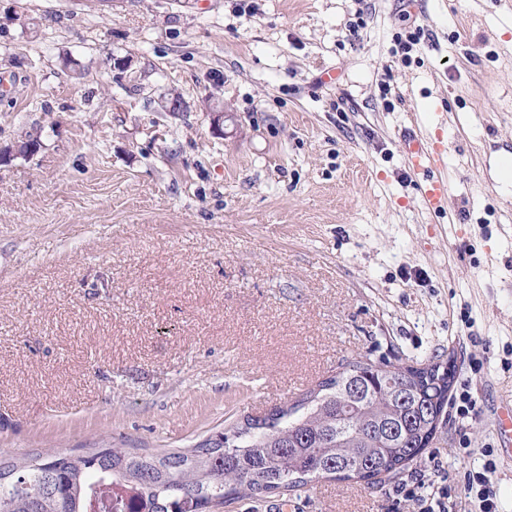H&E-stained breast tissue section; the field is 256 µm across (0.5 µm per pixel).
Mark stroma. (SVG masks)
<instances>
[{"label": "stroma", "mask_w": 512, "mask_h": 512, "mask_svg": "<svg viewBox=\"0 0 512 512\" xmlns=\"http://www.w3.org/2000/svg\"><path fill=\"white\" fill-rule=\"evenodd\" d=\"M412 123L448 142L437 217ZM503 158L512 0H0V455L189 448L342 360L435 357L478 415L380 488L321 479L288 512H419L397 491L432 485L479 512L488 459L512 512Z\"/></svg>", "instance_id": "obj_1"}]
</instances>
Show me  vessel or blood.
I'll return each mask as SVG.
<instances>
[{
	"mask_svg": "<svg viewBox=\"0 0 512 512\" xmlns=\"http://www.w3.org/2000/svg\"><path fill=\"white\" fill-rule=\"evenodd\" d=\"M400 138L422 205L430 214L441 213L448 201L447 144L410 128L403 129Z\"/></svg>",
	"mask_w": 512,
	"mask_h": 512,
	"instance_id": "obj_1",
	"label": "vessel or blood"
}]
</instances>
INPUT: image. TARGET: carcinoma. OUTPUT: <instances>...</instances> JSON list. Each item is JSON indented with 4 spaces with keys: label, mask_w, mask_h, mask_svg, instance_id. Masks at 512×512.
I'll list each match as a JSON object with an SVG mask.
<instances>
[{
    "label": "carcinoma",
    "mask_w": 512,
    "mask_h": 512,
    "mask_svg": "<svg viewBox=\"0 0 512 512\" xmlns=\"http://www.w3.org/2000/svg\"><path fill=\"white\" fill-rule=\"evenodd\" d=\"M407 383L394 364L347 360L317 388L263 417L232 423L193 448L129 452L114 441L79 456L47 449L23 460L0 456L9 512H94L108 486L130 512H206L213 498L277 495L319 480L374 487L405 470L445 420L448 386L439 361Z\"/></svg>",
    "instance_id": "carcinoma-1"
}]
</instances>
